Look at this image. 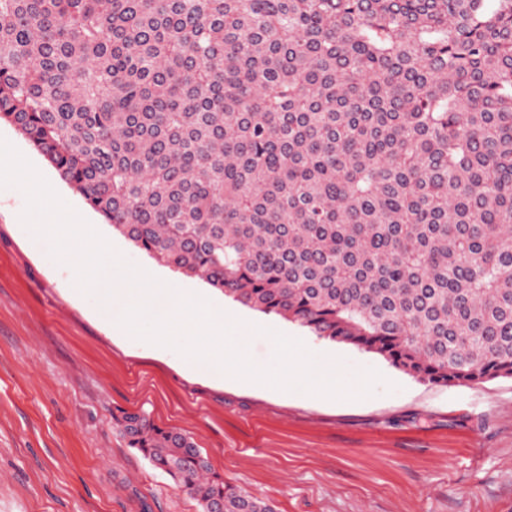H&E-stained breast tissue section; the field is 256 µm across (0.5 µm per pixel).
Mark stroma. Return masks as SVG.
I'll return each mask as SVG.
<instances>
[{
	"instance_id": "1",
	"label": "stroma",
	"mask_w": 512,
	"mask_h": 512,
	"mask_svg": "<svg viewBox=\"0 0 512 512\" xmlns=\"http://www.w3.org/2000/svg\"><path fill=\"white\" fill-rule=\"evenodd\" d=\"M25 155L123 263L152 268L214 304L300 340L348 397L253 387L183 353L112 330L52 239L23 224L26 198L0 187V512H199L127 448L118 410L190 435L226 482L275 512H512V378L479 385L414 379L378 355L322 340L157 264L104 224L18 131ZM367 368L384 377L356 397Z\"/></svg>"
}]
</instances>
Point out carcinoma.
Segmentation results:
<instances>
[{"instance_id":"1","label":"carcinoma","mask_w":512,"mask_h":512,"mask_svg":"<svg viewBox=\"0 0 512 512\" xmlns=\"http://www.w3.org/2000/svg\"><path fill=\"white\" fill-rule=\"evenodd\" d=\"M0 121L158 263L421 381L512 378V0H0ZM112 428L201 512H275Z\"/></svg>"}]
</instances>
